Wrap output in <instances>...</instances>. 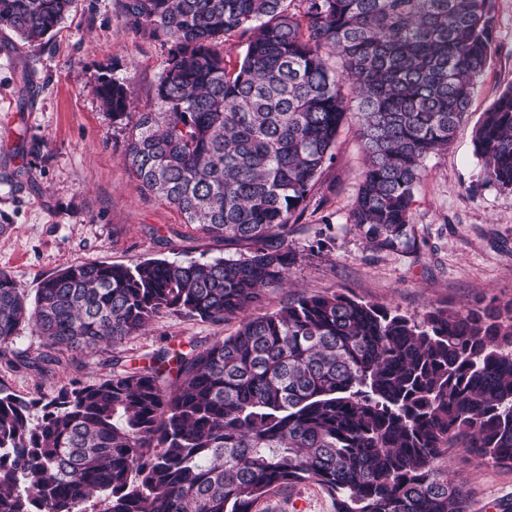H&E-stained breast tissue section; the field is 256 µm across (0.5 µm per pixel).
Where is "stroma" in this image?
<instances>
[{
  "label": "stroma",
  "mask_w": 512,
  "mask_h": 512,
  "mask_svg": "<svg viewBox=\"0 0 512 512\" xmlns=\"http://www.w3.org/2000/svg\"><path fill=\"white\" fill-rule=\"evenodd\" d=\"M124 0H75L56 33L27 43L0 28V270L34 297L58 270L87 261L132 264L235 258L240 246L209 238L180 212L138 187L124 159L129 126L113 123L94 87L103 75L124 80L137 112L157 111L155 86L168 46L125 25ZM494 55L474 91L480 115L512 85V0H495ZM472 122L446 151L424 163L407 243L371 249L349 221L365 168L354 118H347L313 194L288 236L289 286L267 289L259 313L297 295L343 292L422 319L433 307L512 303V191L489 183L474 153ZM237 319L204 322L176 313L156 318L116 347L56 353L40 373L0 358V383L26 399L103 381L113 356L133 366L162 348L207 346ZM451 477L469 512H512V468L448 451ZM259 512H335L319 485L274 491Z\"/></svg>",
  "instance_id": "1"
}]
</instances>
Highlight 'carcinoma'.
Returning <instances> with one entry per match:
<instances>
[{
	"instance_id": "cac0c4a2",
	"label": "carcinoma",
	"mask_w": 512,
	"mask_h": 512,
	"mask_svg": "<svg viewBox=\"0 0 512 512\" xmlns=\"http://www.w3.org/2000/svg\"><path fill=\"white\" fill-rule=\"evenodd\" d=\"M72 3L0 0V27L41 41ZM124 17L170 44L159 111H130L116 78L94 88L131 125L141 191L245 253L82 262L31 302L0 271V356L25 324L75 352L166 312L238 328L144 366L114 356L110 378L49 400L0 384V512H256L306 482L336 512H467L440 462L461 448L512 468V303L418 322L336 291L252 310L287 281L290 222L335 158L347 84L366 156L350 221L373 249L407 242L424 162L490 67L494 0H126ZM473 146L512 191V86Z\"/></svg>"
}]
</instances>
